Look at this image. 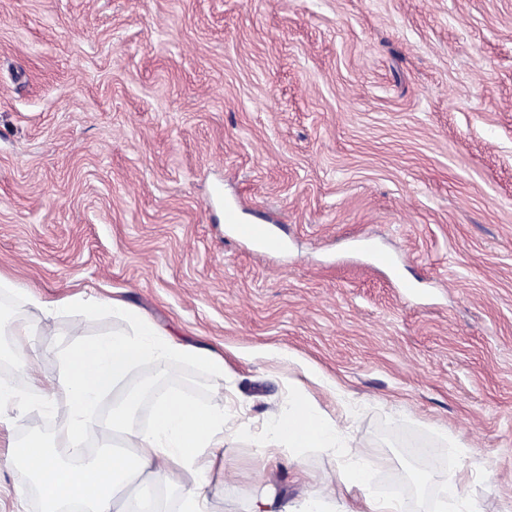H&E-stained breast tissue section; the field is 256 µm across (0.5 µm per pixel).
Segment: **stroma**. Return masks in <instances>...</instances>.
I'll return each instance as SVG.
<instances>
[{"label": "stroma", "mask_w": 512, "mask_h": 512, "mask_svg": "<svg viewBox=\"0 0 512 512\" xmlns=\"http://www.w3.org/2000/svg\"><path fill=\"white\" fill-rule=\"evenodd\" d=\"M0 272L223 355L251 431L226 432L215 512L267 487L284 512L359 462L373 496L414 485L403 512H436L457 473L468 512H512V0H0ZM77 318H53L47 380L125 327ZM140 385L138 425L154 396L214 395L180 360ZM295 386L342 446L260 469ZM0 417V512H41L6 444L58 424Z\"/></svg>", "instance_id": "35a3bbf8"}]
</instances>
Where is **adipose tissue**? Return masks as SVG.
<instances>
[{
  "mask_svg": "<svg viewBox=\"0 0 512 512\" xmlns=\"http://www.w3.org/2000/svg\"><path fill=\"white\" fill-rule=\"evenodd\" d=\"M20 297L39 316L23 318L10 330L15 382L0 385V405L15 403L23 388L43 397L56 386L68 396L67 404L54 411L59 429L52 443L33 435L7 445L9 461L23 467L37 488L43 512H69L73 503L81 504L82 512H138L133 494L142 486L154 491L149 512H211L213 472L225 463L223 397L203 405L180 396L158 399L153 419L145 426L132 422L138 390H128L109 417H101L98 406L143 364L162 373L172 361H187L219 381L224 377L223 356L183 343L145 310L121 298L78 294L43 299L29 291ZM73 308L109 309L127 327L70 349L55 382H46L41 356L53 349L50 319ZM36 334L43 336L42 346L32 344ZM341 429V422L322 412L309 393L293 389L287 409L271 413L265 421L268 447L262 459L274 461L281 451L336 448ZM92 441L101 443V451L74 464L61 463L50 452L54 446Z\"/></svg>",
  "mask_w": 512,
  "mask_h": 512,
  "instance_id": "obj_1",
  "label": "adipose tissue"
}]
</instances>
